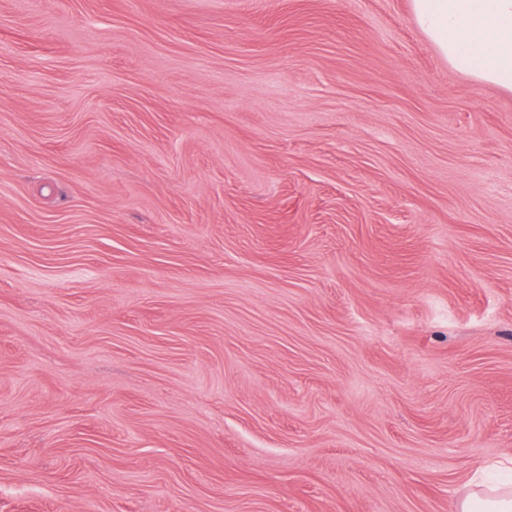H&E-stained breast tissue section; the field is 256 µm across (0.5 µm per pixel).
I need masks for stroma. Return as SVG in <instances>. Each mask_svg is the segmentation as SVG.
Returning a JSON list of instances; mask_svg holds the SVG:
<instances>
[{
	"instance_id": "1",
	"label": "stroma",
	"mask_w": 512,
	"mask_h": 512,
	"mask_svg": "<svg viewBox=\"0 0 512 512\" xmlns=\"http://www.w3.org/2000/svg\"><path fill=\"white\" fill-rule=\"evenodd\" d=\"M512 459V91L412 0H0V512H456Z\"/></svg>"
}]
</instances>
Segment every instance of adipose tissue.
<instances>
[{
  "label": "adipose tissue",
  "mask_w": 512,
  "mask_h": 512,
  "mask_svg": "<svg viewBox=\"0 0 512 512\" xmlns=\"http://www.w3.org/2000/svg\"><path fill=\"white\" fill-rule=\"evenodd\" d=\"M412 10L450 65L512 90V0H412ZM457 512H512V485L472 479Z\"/></svg>",
  "instance_id": "obj_1"
}]
</instances>
